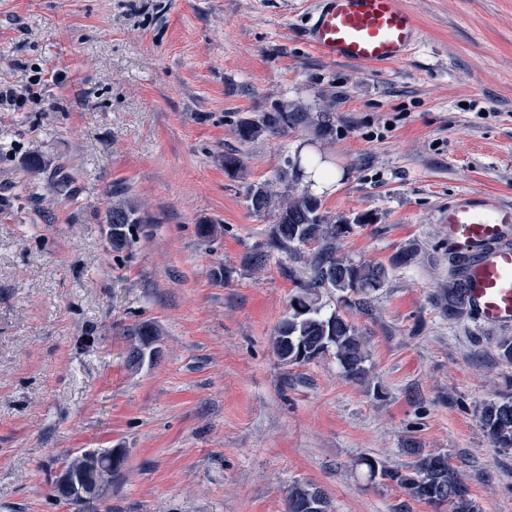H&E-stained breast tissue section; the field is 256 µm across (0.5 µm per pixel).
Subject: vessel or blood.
<instances>
[{
  "mask_svg": "<svg viewBox=\"0 0 512 512\" xmlns=\"http://www.w3.org/2000/svg\"><path fill=\"white\" fill-rule=\"evenodd\" d=\"M305 36L324 58L394 64L419 45L421 27L404 0H316ZM450 248L465 249L462 276L478 321L512 324V204L461 197L443 214Z\"/></svg>",
  "mask_w": 512,
  "mask_h": 512,
  "instance_id": "obj_1",
  "label": "vessel or blood"
}]
</instances>
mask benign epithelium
I'll list each match as a JSON object with an SVG mask.
<instances>
[{
  "mask_svg": "<svg viewBox=\"0 0 512 512\" xmlns=\"http://www.w3.org/2000/svg\"><path fill=\"white\" fill-rule=\"evenodd\" d=\"M117 456H124L122 449L76 455L60 469L55 487L62 496L75 503L97 500L118 471L112 466V459Z\"/></svg>",
  "mask_w": 512,
  "mask_h": 512,
  "instance_id": "obj_1",
  "label": "benign epithelium"
}]
</instances>
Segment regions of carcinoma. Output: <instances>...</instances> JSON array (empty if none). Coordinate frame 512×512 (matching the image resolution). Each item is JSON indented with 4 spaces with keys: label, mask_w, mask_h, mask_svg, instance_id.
I'll return each mask as SVG.
<instances>
[{
    "label": "carcinoma",
    "mask_w": 512,
    "mask_h": 512,
    "mask_svg": "<svg viewBox=\"0 0 512 512\" xmlns=\"http://www.w3.org/2000/svg\"><path fill=\"white\" fill-rule=\"evenodd\" d=\"M312 127L319 136L331 132L330 117L325 112L279 103L254 119H242L236 135L242 142L263 135H282L295 127ZM303 175L302 159L285 160L277 170L275 183L253 184L247 189V202L256 214L272 217L271 245L291 253L297 246L308 248V276L297 285L288 300V312L278 323L273 349L286 365L305 364L333 353L345 377L361 380L368 373V342L339 309L323 312L319 299L324 291L334 290L350 311L370 308V295L383 288L389 277L381 263H353L336 258V242L354 224H366L369 218L360 214L342 224L331 222L322 211V202L307 189L297 188ZM105 223L112 226V249H123L141 224L151 220L128 207H113L105 213ZM438 301L450 319L470 316L467 288L461 275H453L448 287L442 289ZM158 336L155 327L140 322L131 328L127 361L132 367L143 364L144 340ZM480 425L491 445L512 449V396L492 399L480 410ZM414 460L405 466L391 467L374 457H363L358 465L367 469L369 478L381 477L396 484L405 495L448 512H477L469 488L448 461L439 454L421 448L406 449ZM286 512H329L325 494L312 484H294L288 490Z\"/></svg>",
    "instance_id": "1"
}]
</instances>
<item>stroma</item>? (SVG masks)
<instances>
[{"instance_id":"35a3bbf8","label":"stroma","mask_w":512,"mask_h":512,"mask_svg":"<svg viewBox=\"0 0 512 512\" xmlns=\"http://www.w3.org/2000/svg\"><path fill=\"white\" fill-rule=\"evenodd\" d=\"M311 3L0 0V87L16 95L0 104V512H78L56 476L100 448L125 461L95 512H285L296 483L331 512H434L356 466L406 463L412 443L447 457L479 512H512V451L479 423L512 393L497 349L512 326L437 305L441 211L464 194L512 204V0H405L423 37L392 66L322 58L303 38ZM287 101L328 112L330 134L238 140L240 118ZM300 150L339 176L331 220L369 216L337 257L413 256L352 317L362 382L332 355L272 351L302 264L271 247L246 189ZM122 200L147 222L116 251L103 218ZM143 321L158 352L133 368ZM146 336L158 337V332L151 323L140 322L131 328L129 335L130 348L127 354V361L132 367H140L143 364L142 354Z\"/></svg>"}]
</instances>
